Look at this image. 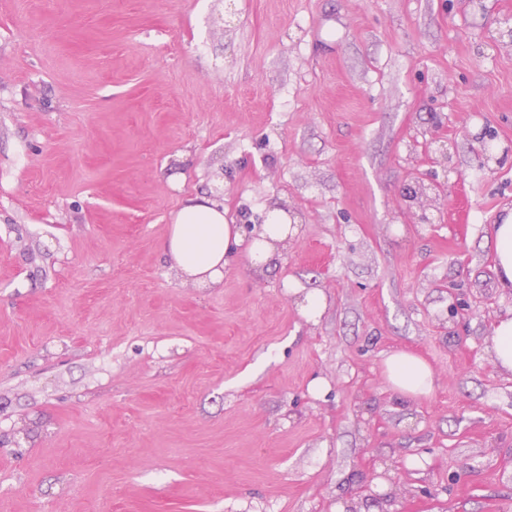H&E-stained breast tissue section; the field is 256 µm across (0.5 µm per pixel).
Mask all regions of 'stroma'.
I'll return each mask as SVG.
<instances>
[{"instance_id":"1","label":"stroma","mask_w":512,"mask_h":512,"mask_svg":"<svg viewBox=\"0 0 512 512\" xmlns=\"http://www.w3.org/2000/svg\"><path fill=\"white\" fill-rule=\"evenodd\" d=\"M509 16L0 0V512H512V372L486 350L512 162L471 138L512 142ZM199 194L239 224L284 202L300 232L198 286L159 243ZM398 350L428 397L389 391ZM384 374L391 391L400 400L427 397L432 391V370L417 354L403 350L388 354L384 359Z\"/></svg>"}]
</instances>
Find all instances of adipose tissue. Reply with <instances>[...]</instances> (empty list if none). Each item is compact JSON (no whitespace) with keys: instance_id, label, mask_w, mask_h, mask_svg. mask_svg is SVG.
Masks as SVG:
<instances>
[{"instance_id":"1","label":"adipose tissue","mask_w":512,"mask_h":512,"mask_svg":"<svg viewBox=\"0 0 512 512\" xmlns=\"http://www.w3.org/2000/svg\"><path fill=\"white\" fill-rule=\"evenodd\" d=\"M296 233L283 211L269 212L265 224L248 231L229 223L223 206L198 196L188 199L176 213L162 249L178 273L213 288L223 282L225 268L239 252L244 253L253 275H264L276 265L289 237ZM491 236L499 286L512 293V209L492 225ZM384 374L398 399L415 400L432 391V370L417 354L403 350L388 354Z\"/></svg>"}]
</instances>
